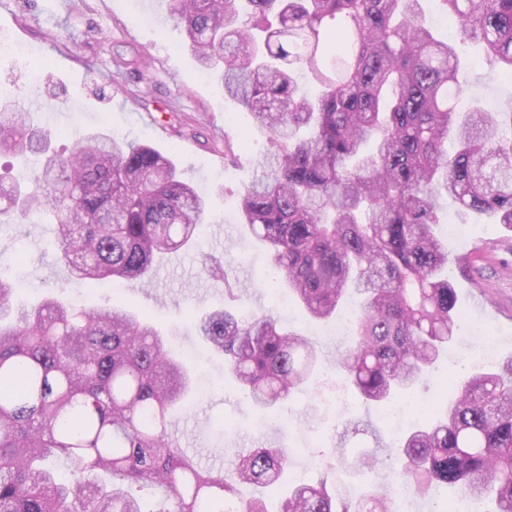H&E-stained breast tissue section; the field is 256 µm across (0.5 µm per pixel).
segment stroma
Instances as JSON below:
<instances>
[{
    "label": "stroma",
    "instance_id": "35a3bbf8",
    "mask_svg": "<svg viewBox=\"0 0 512 512\" xmlns=\"http://www.w3.org/2000/svg\"><path fill=\"white\" fill-rule=\"evenodd\" d=\"M0 37L30 48L25 58L0 56V93L39 106L40 125L58 134L55 147L74 148L93 131L153 146L206 199L210 219L194 248L165 255L149 287L103 288L91 300L154 321L176 354L196 356L200 390L170 426L181 448L229 473L241 455L271 442L293 451L287 482L324 479L353 496L374 485V475L332 468L341 435L357 421L367 430L365 446L393 445L418 421L419 407L434 401L435 387L419 386L404 410L363 404L337 366L350 329L337 321L313 324L294 304L274 302L267 248L238 222L240 194L259 175L271 143L248 112L225 98L217 76L200 67L168 0H0ZM118 55L127 69H116ZM458 78L460 110L475 97L490 108L512 97V81L488 62H462ZM228 146L232 164L224 161ZM439 218L435 231L448 246V280L461 313L456 340L436 366L442 375L469 367L489 347L499 358L512 356V227L462 221L445 198ZM53 229L38 214L0 224V263L19 261L15 281L25 305L49 294L81 301L52 245ZM208 260L224 263L225 278L205 272ZM222 307L244 314L275 309L290 330L316 343L325 369L289 397L283 416L260 411L230 387L223 357L207 353L195 322Z\"/></svg>",
    "mask_w": 512,
    "mask_h": 512
}]
</instances>
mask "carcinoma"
I'll return each instance as SVG.
<instances>
[{
    "label": "carcinoma",
    "mask_w": 512,
    "mask_h": 512,
    "mask_svg": "<svg viewBox=\"0 0 512 512\" xmlns=\"http://www.w3.org/2000/svg\"><path fill=\"white\" fill-rule=\"evenodd\" d=\"M439 2L453 43L423 24L419 0H169L198 62L276 144L239 214L270 247L279 288L321 322L360 295L339 368L371 402L411 393L453 340L440 199L512 225V98L455 111L466 48L512 80V0ZM302 71L318 94L301 91ZM50 136L19 105H0V154L44 156L35 191L26 174L0 175V223L51 215L75 287L108 277L143 287L157 255L192 245L206 202L169 158L104 133L65 156ZM197 331L261 408L322 370L312 339L270 313L215 310ZM439 387L445 409L399 440L390 480L359 500L325 480L283 489L291 452L279 446L254 449L227 476L170 434L191 377L152 324L55 297L17 311L0 277V512H144L133 490L152 488L170 501L155 512H391L398 485L512 512V357ZM58 455L66 482L44 467ZM240 483L280 506L243 500Z\"/></svg>",
    "instance_id": "cac0c4a2"
}]
</instances>
